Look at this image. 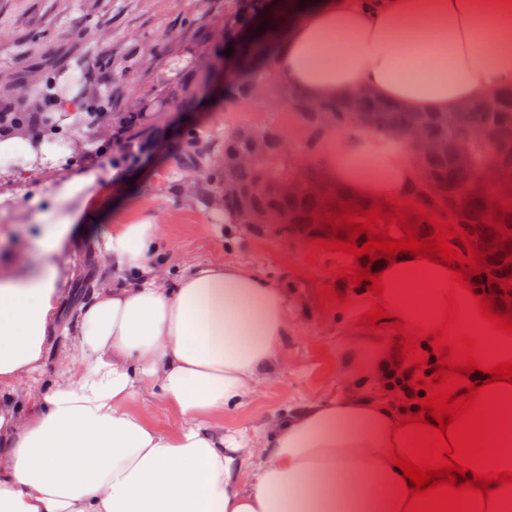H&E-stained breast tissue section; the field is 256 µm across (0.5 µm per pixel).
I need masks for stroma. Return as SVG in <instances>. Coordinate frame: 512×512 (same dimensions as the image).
Returning <instances> with one entry per match:
<instances>
[{
    "mask_svg": "<svg viewBox=\"0 0 512 512\" xmlns=\"http://www.w3.org/2000/svg\"><path fill=\"white\" fill-rule=\"evenodd\" d=\"M224 0H0V112H34L37 89L65 82L77 72L84 86L87 60L110 72L100 85L113 117L133 114L136 128L154 137L153 146L131 152L112 144V120L97 125L89 143L96 157L85 169L117 170L123 182L99 180L79 208L78 224L92 230L78 235L63 264L64 320L73 322L79 302L97 288L104 265L98 235L109 223L149 218L160 224L167 242L159 257L176 275L195 264L225 261L286 288L288 313L296 331L284 344L280 364L268 382L242 408L225 413L228 429L262 433L269 421L314 399H330L343 389L341 360L353 336L361 349L398 354L386 329H373L366 306L338 310L321 306L316 286H332L338 296L355 297L352 278L340 277L334 253L318 250L310 266L305 243L271 228L261 235L225 223L200 196H186L174 172L176 146L189 128L224 129L238 124L276 123L295 144L307 131L291 108L217 99L212 90L197 102L184 99L202 62L222 61L224 79L233 76V58L224 56Z\"/></svg>",
    "mask_w": 512,
    "mask_h": 512,
    "instance_id": "35a3bbf8",
    "label": "stroma"
}]
</instances>
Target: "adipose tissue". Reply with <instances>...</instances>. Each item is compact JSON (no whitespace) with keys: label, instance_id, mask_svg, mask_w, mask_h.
Returning a JSON list of instances; mask_svg holds the SVG:
<instances>
[{"label":"adipose tissue","instance_id":"1","mask_svg":"<svg viewBox=\"0 0 512 512\" xmlns=\"http://www.w3.org/2000/svg\"><path fill=\"white\" fill-rule=\"evenodd\" d=\"M273 60L312 100L368 91L414 112H453L512 86V0H292ZM60 137L0 134V181L30 184L88 146L80 112H57ZM332 180L364 197L403 198L418 180L407 146L371 134L319 145ZM96 174L72 171L34 192L25 214L41 258L0 266V512H395L399 468L389 430L409 409L345 389L274 418L263 435L225 429L275 370L295 326L288 293L233 263H200L168 280L152 257L151 220L102 236L107 268L78 307L75 353L39 390L62 319L59 260ZM452 264L427 257L399 285L437 313ZM152 396L151 419L132 402Z\"/></svg>","mask_w":512,"mask_h":512}]
</instances>
